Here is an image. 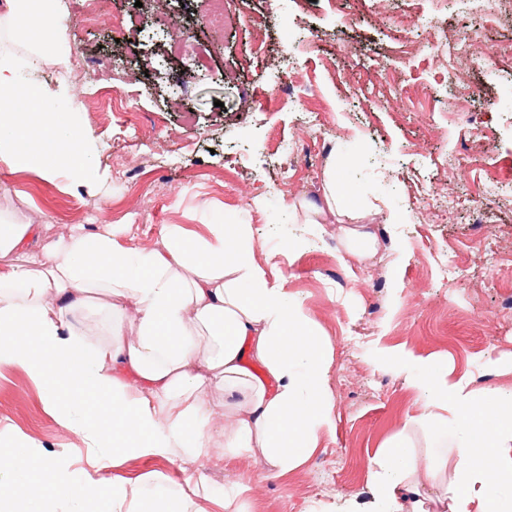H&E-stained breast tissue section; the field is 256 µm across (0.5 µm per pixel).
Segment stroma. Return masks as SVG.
<instances>
[{
  "label": "stroma",
  "instance_id": "35a3bbf8",
  "mask_svg": "<svg viewBox=\"0 0 512 512\" xmlns=\"http://www.w3.org/2000/svg\"><path fill=\"white\" fill-rule=\"evenodd\" d=\"M135 2L105 0L109 25L88 26L84 0H61L67 52L28 71L49 87L97 85L76 91L69 114L91 133L95 175L0 168V213L41 225L35 253L79 225L120 227L127 248L157 245L172 224L202 237L249 225L256 260L331 350L336 430L281 477L220 446L206 473L246 485L247 512H364L370 459L402 431L425 454L430 431L406 425L424 397L388 349L446 359L475 394L512 386L492 366L512 356V57L498 54L512 46V13L489 18L471 0H225L215 34L210 0H167L150 18ZM412 17L448 37L473 33L467 60L443 73L425 52L404 53ZM293 74L316 95L289 99ZM331 161L375 237L366 257L348 253L345 217L309 224L295 208L317 200ZM17 437L73 477L91 468L93 449L13 368L0 371V445ZM108 474L172 490L188 477L176 458L133 454Z\"/></svg>",
  "mask_w": 512,
  "mask_h": 512
}]
</instances>
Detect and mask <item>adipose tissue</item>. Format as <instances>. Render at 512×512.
<instances>
[{"label":"adipose tissue","mask_w":512,"mask_h":512,"mask_svg":"<svg viewBox=\"0 0 512 512\" xmlns=\"http://www.w3.org/2000/svg\"><path fill=\"white\" fill-rule=\"evenodd\" d=\"M57 0H0L9 35L43 54L56 46ZM19 63L0 55V165L46 178H79L95 161L89 136L60 103L68 86L19 83ZM244 224L211 225L190 237L171 225L160 245L124 248L105 226L67 231L30 266L0 267V369L21 368L40 385L60 424L97 449L98 476L74 479L67 464L38 459L27 439L0 450V512H199L202 468L216 440L225 453H260L272 474L302 466L336 423L329 407L330 353L283 284L270 282ZM107 310V340L90 349L75 312ZM407 382L428 402L425 459L405 435L369 466L367 512H426L418 471L435 477L447 456L457 472L449 512H512V390L474 396L462 380L416 358ZM226 398L216 413L214 391ZM178 455L196 470L173 499L150 502L137 483L107 476L111 458Z\"/></svg>","instance_id":"obj_1"}]
</instances>
